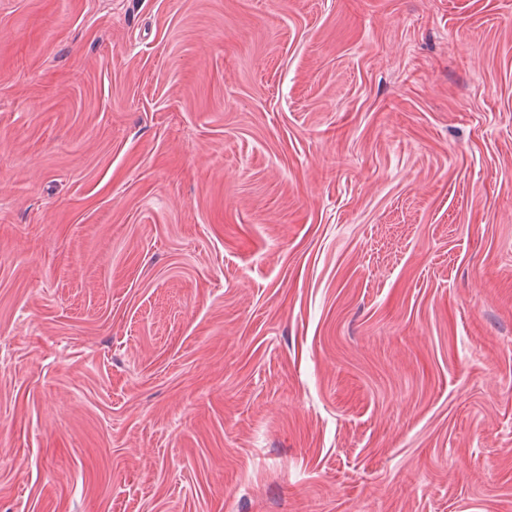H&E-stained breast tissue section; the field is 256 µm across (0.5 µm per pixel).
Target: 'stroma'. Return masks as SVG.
Here are the masks:
<instances>
[{
  "label": "stroma",
  "mask_w": 512,
  "mask_h": 512,
  "mask_svg": "<svg viewBox=\"0 0 512 512\" xmlns=\"http://www.w3.org/2000/svg\"><path fill=\"white\" fill-rule=\"evenodd\" d=\"M0 512H512V0H0Z\"/></svg>",
  "instance_id": "stroma-1"
}]
</instances>
